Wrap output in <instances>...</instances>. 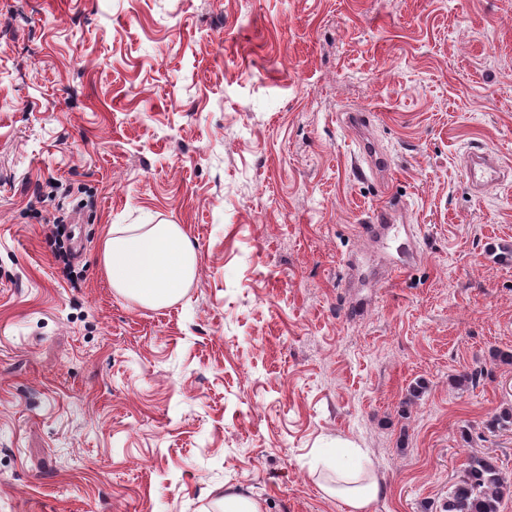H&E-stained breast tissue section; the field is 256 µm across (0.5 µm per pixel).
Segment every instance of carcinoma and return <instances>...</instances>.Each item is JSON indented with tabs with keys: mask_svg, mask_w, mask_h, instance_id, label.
Wrapping results in <instances>:
<instances>
[{
	"mask_svg": "<svg viewBox=\"0 0 512 512\" xmlns=\"http://www.w3.org/2000/svg\"><path fill=\"white\" fill-rule=\"evenodd\" d=\"M487 377L485 369L477 367L458 376L461 387H477ZM490 433L512 431V405L502 408L486 421ZM512 497V481L491 453H471L461 465V474L452 484L441 512H501L503 500Z\"/></svg>",
	"mask_w": 512,
	"mask_h": 512,
	"instance_id": "cac0c4a2",
	"label": "carcinoma"
}]
</instances>
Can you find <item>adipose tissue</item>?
<instances>
[{
	"instance_id": "adipose-tissue-1",
	"label": "adipose tissue",
	"mask_w": 512,
	"mask_h": 512,
	"mask_svg": "<svg viewBox=\"0 0 512 512\" xmlns=\"http://www.w3.org/2000/svg\"><path fill=\"white\" fill-rule=\"evenodd\" d=\"M99 261L118 296L150 308L180 299L193 283L198 265L195 248L178 224L110 225ZM331 467L336 478L322 490L341 501L348 512H369L385 492L373 475L372 463H365L360 475L338 459Z\"/></svg>"
}]
</instances>
